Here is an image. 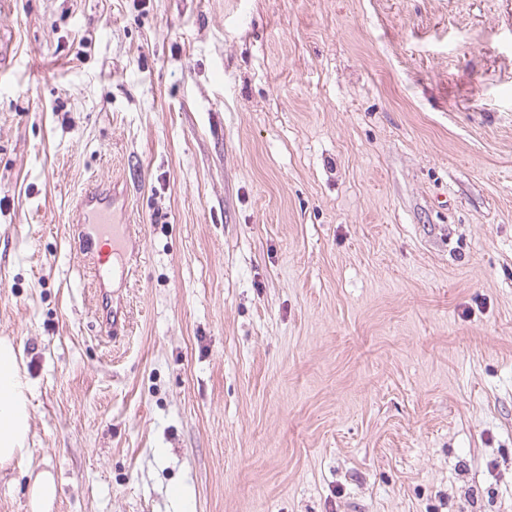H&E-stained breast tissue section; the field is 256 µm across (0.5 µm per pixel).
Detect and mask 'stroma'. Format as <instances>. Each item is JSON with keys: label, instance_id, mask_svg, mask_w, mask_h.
Masks as SVG:
<instances>
[{"label": "stroma", "instance_id": "35a3bbf8", "mask_svg": "<svg viewBox=\"0 0 512 512\" xmlns=\"http://www.w3.org/2000/svg\"><path fill=\"white\" fill-rule=\"evenodd\" d=\"M0 512H512V0H11ZM122 176L129 276L69 213ZM125 327L107 335L108 308ZM22 348L0 338V471L23 461L29 448V397L20 374ZM57 492L53 473L48 470L39 471L32 477L29 492L30 512H53L51 510L56 502Z\"/></svg>", "mask_w": 512, "mask_h": 512}]
</instances>
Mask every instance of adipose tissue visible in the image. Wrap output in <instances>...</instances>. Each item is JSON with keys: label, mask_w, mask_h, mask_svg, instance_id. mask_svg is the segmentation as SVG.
I'll return each instance as SVG.
<instances>
[{"label": "adipose tissue", "mask_w": 512, "mask_h": 512, "mask_svg": "<svg viewBox=\"0 0 512 512\" xmlns=\"http://www.w3.org/2000/svg\"><path fill=\"white\" fill-rule=\"evenodd\" d=\"M22 348L0 338V471L23 461L28 453L29 397L20 374Z\"/></svg>", "instance_id": "1"}]
</instances>
